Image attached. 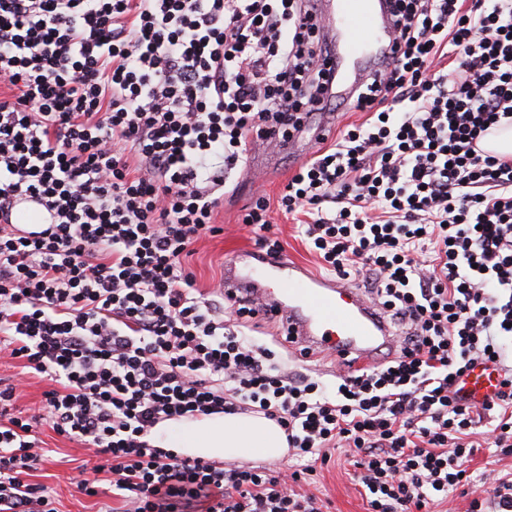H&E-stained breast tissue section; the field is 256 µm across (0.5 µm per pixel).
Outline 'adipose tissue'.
<instances>
[{"mask_svg":"<svg viewBox=\"0 0 512 512\" xmlns=\"http://www.w3.org/2000/svg\"><path fill=\"white\" fill-rule=\"evenodd\" d=\"M159 447L183 456L234 459L253 450L267 460H277L288 451L283 429L260 414H215L195 419L167 420L157 425Z\"/></svg>","mask_w":512,"mask_h":512,"instance_id":"1","label":"adipose tissue"}]
</instances>
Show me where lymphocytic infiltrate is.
Listing matches in <instances>:
<instances>
[{"label":"lymphocytic infiltrate","mask_w":512,"mask_h":512,"mask_svg":"<svg viewBox=\"0 0 512 512\" xmlns=\"http://www.w3.org/2000/svg\"><path fill=\"white\" fill-rule=\"evenodd\" d=\"M392 57L278 206L325 271L358 277L399 353L294 376L244 331L255 311L194 287L193 246L222 234L228 175L328 111L331 46L313 0H0V348L52 382L54 430L105 461L124 512H323L297 487L337 448L367 512H512V479L468 470L512 453V0H389ZM38 197L47 228L12 222ZM241 222L271 253L265 197ZM232 305L234 320L225 322ZM498 371L472 398L473 367ZM0 388V512H58L28 475L42 448ZM260 413L299 467H245L155 445L166 420ZM490 426L484 444L471 439Z\"/></svg>","instance_id":"obj_1"}]
</instances>
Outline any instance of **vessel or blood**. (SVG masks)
Wrapping results in <instances>:
<instances>
[{
  "instance_id": "vessel-or-blood-1",
  "label": "vessel or blood",
  "mask_w": 512,
  "mask_h": 512,
  "mask_svg": "<svg viewBox=\"0 0 512 512\" xmlns=\"http://www.w3.org/2000/svg\"><path fill=\"white\" fill-rule=\"evenodd\" d=\"M316 9L335 48L328 93L350 99L370 64L391 53L388 5L386 0H316ZM271 276L279 282L274 293L265 286ZM224 287L247 294L258 318L281 322L294 349L326 352L359 366L380 363L396 350L394 330L360 288L315 275L288 256L239 250L224 266Z\"/></svg>"
}]
</instances>
